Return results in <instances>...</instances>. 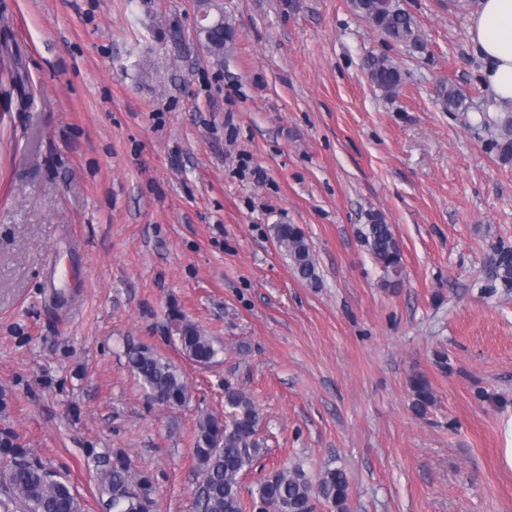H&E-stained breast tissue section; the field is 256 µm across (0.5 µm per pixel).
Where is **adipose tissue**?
<instances>
[{"label": "adipose tissue", "instance_id": "1", "mask_svg": "<svg viewBox=\"0 0 512 512\" xmlns=\"http://www.w3.org/2000/svg\"><path fill=\"white\" fill-rule=\"evenodd\" d=\"M467 36L482 59V77L499 107L512 108V0H478Z\"/></svg>", "mask_w": 512, "mask_h": 512}]
</instances>
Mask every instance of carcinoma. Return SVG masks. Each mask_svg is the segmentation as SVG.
<instances>
[{
    "label": "carcinoma",
    "instance_id": "obj_1",
    "mask_svg": "<svg viewBox=\"0 0 512 512\" xmlns=\"http://www.w3.org/2000/svg\"><path fill=\"white\" fill-rule=\"evenodd\" d=\"M352 7L390 40L415 51L424 49L416 20L400 0H351ZM233 36V26L224 16L198 31L211 56L220 59L224 44ZM371 82L387 95L398 92L402 74L385 55L367 57ZM438 96L448 110H468L466 96L454 85L443 83ZM274 235L288 256L293 269L303 279L315 276L310 246L295 224H276ZM366 246L384 273V284L398 286L402 278V254L392 226L379 216H371L359 229ZM494 281L512 289V249L500 250L492 259ZM182 353L195 365L208 367L215 362L220 347L197 325L185 317L173 319ZM128 365L147 398L169 408L184 406L191 391L187 377L178 367L157 355L146 345L126 352ZM414 408L422 412L434 402L427 378L411 376ZM260 414L253 400L236 383L224 380V416L199 417L191 454L201 481L195 492L197 512H242L240 476L266 452L258 437ZM97 491L108 512H156L155 487L151 479L132 470L125 454L117 451L105 458L96 473ZM0 485L7 498L0 500V512H84V505L69 481L48 469L24 448L18 436L0 431ZM350 479L342 468H329L313 481L300 467L269 470L252 492L253 512H318L329 504L336 512H347Z\"/></svg>",
    "mask_w": 512,
    "mask_h": 512
}]
</instances>
